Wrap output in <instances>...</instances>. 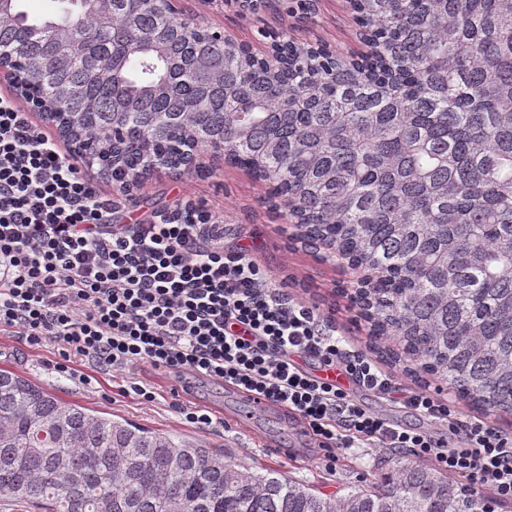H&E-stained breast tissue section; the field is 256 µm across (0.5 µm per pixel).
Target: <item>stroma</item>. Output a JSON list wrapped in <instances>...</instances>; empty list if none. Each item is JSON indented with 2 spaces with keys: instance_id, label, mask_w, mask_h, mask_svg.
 Wrapping results in <instances>:
<instances>
[{
  "instance_id": "obj_1",
  "label": "stroma",
  "mask_w": 512,
  "mask_h": 512,
  "mask_svg": "<svg viewBox=\"0 0 512 512\" xmlns=\"http://www.w3.org/2000/svg\"><path fill=\"white\" fill-rule=\"evenodd\" d=\"M176 7L202 25L226 32L254 51L266 49L267 38L285 31L298 42L325 43L342 53H357L363 45L346 0H292L290 7L274 0H174ZM134 208L115 214L118 224H134L155 212L173 207L185 199L207 206L223 218L228 227L225 245L254 246L255 255L273 283L284 282L289 293L317 306L336 322L337 329L353 346L401 379L414 377L406 361L395 360V342L387 336H372L352 297V271L323 260L315 250L291 237L284 209L274 207L268 186L245 169L212 155L202 156L199 171L182 175L157 169L140 180ZM55 349L32 347L20 337L0 332V369L25 376L46 387L59 399L81 405L91 412H103L118 421H129L150 430L200 441L235 467L263 472L278 470L319 490L341 496L351 488L372 486L397 462L409 459V451L369 445L334 450L325 455L306 436L302 423L272 408L254 414L251 429L238 431L226 424V417L239 412L243 398L228 386L209 381L196 383L190 393L173 396L176 380L149 367L133 370H105L76 362L74 375L56 372ZM149 382L155 391L152 402L133 393L132 383ZM355 400L392 424L424 431L446 432L445 423L394 404L372 391L351 386ZM207 410L211 424L186 421L183 408Z\"/></svg>"
}]
</instances>
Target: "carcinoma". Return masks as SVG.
Returning a JSON list of instances; mask_svg holds the SVG:
<instances>
[{
    "label": "carcinoma",
    "mask_w": 512,
    "mask_h": 512,
    "mask_svg": "<svg viewBox=\"0 0 512 512\" xmlns=\"http://www.w3.org/2000/svg\"><path fill=\"white\" fill-rule=\"evenodd\" d=\"M0 0V68L78 149L130 176L224 147L296 237L364 272L377 336L512 414V0H350L367 53L278 34L273 59L175 10ZM494 512L408 461L339 498L92 414L0 369V497L48 512Z\"/></svg>",
    "instance_id": "1"
}]
</instances>
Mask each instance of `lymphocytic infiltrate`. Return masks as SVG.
I'll return each mask as SVG.
<instances>
[{"instance_id":"1","label":"lymphocytic infiltrate","mask_w":512,"mask_h":512,"mask_svg":"<svg viewBox=\"0 0 512 512\" xmlns=\"http://www.w3.org/2000/svg\"><path fill=\"white\" fill-rule=\"evenodd\" d=\"M16 99L0 96V331L51 345L54 368L82 359L113 370L147 365L183 386L210 379L298 417L320 448L382 443L435 459L449 475L512 501V435L452 415L450 399L408 388L351 351L315 308L277 287L250 246L224 247V224L201 205L116 224L121 207ZM428 417L450 435L391 424L330 376Z\"/></svg>"}]
</instances>
